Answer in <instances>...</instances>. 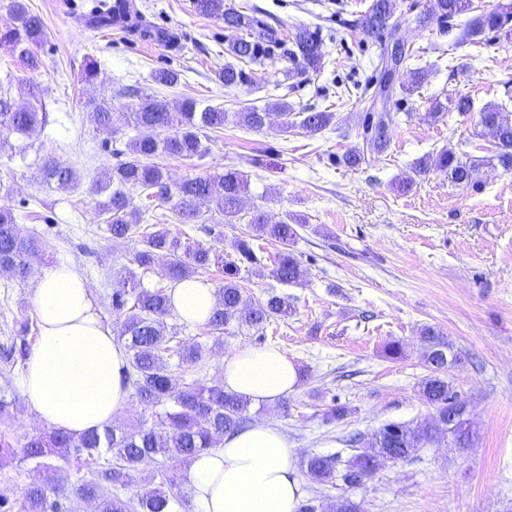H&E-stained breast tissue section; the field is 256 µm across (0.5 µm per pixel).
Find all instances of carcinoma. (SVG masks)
Segmentation results:
<instances>
[{
  "label": "carcinoma",
  "instance_id": "1",
  "mask_svg": "<svg viewBox=\"0 0 512 512\" xmlns=\"http://www.w3.org/2000/svg\"><path fill=\"white\" fill-rule=\"evenodd\" d=\"M472 0H430L428 9L416 14V26L426 28L433 22L449 23L472 11ZM395 0H373L369 11L360 20L364 34L381 38L394 35L397 25L390 24ZM12 24L0 32V45L18 54L27 70L40 71L43 62L33 47L46 39L42 18L31 12L25 0H9ZM199 14L224 21V28L246 31L250 38L237 37L227 51L245 62L255 63L266 54V48L276 38L263 30L255 31L257 21L250 15L224 7V0H195ZM80 21L95 29H118L130 36H139L176 46L175 36L158 29L147 20L133 0H114L100 11L80 17ZM509 18L495 9L482 11L467 20L461 41L492 43L505 29ZM288 59L300 73L316 72L322 66L323 53L318 35L300 27L292 37ZM419 55L408 46L402 71L411 84H402L405 92L425 79L424 69L414 66ZM218 80L231 87L247 80L243 69L232 64L218 71ZM27 105L15 103L9 90L0 86V155L13 149L12 138L31 139L46 122L43 112V89L30 79L25 83ZM121 94L136 99L128 106L129 124L136 136L127 144L126 158L103 170L94 180L90 191L103 196L98 201L100 212L107 215V226L115 242L138 239L139 248L133 253L136 269H126L115 279L110 295L112 309L124 316L120 333L128 354L125 379L134 397L149 411V422L135 430L113 425L103 432H89L74 437L44 428L25 437L22 446H15L10 431L12 409L18 395L10 382L0 386V470L19 468L32 461L36 476L20 490L8 482L0 484V512H73L75 503L90 501L95 512H177L189 503L182 486L186 482L180 465L200 451L215 448L224 436L245 427L250 401L224 391L222 383L205 385L197 380L178 383L171 373L169 360L177 357L186 367L202 359V348L189 347L166 334V318L172 315L171 292L167 287L148 289L141 286L138 273L155 270L176 284L193 277L210 266L209 249L190 250L182 240L173 237L158 224H138L136 212L129 209V194L140 191L149 203L175 201L173 212L181 224H195L203 206L214 202L225 218L231 220L242 211L249 192L248 175L234 168H224L215 176L188 177L170 182L165 168L153 161L158 155L192 160L207 152L204 141L208 132L230 121L250 130L262 129L276 111L288 115V102L281 101L269 108H244L226 112L220 107L185 99L172 103L154 94L124 88ZM393 97L392 85L366 83L361 101L368 104L365 112L362 146L342 155V162L355 167L366 153L381 154L388 147L387 130L393 121L388 103ZM506 104H490L479 112L483 132L495 148L494 160L505 171H512V117L505 112ZM94 122L99 127L112 126V105L94 104ZM332 112H306L299 122L303 129L316 132L329 127ZM442 173L455 185L476 187L478 164L461 160L451 148L427 153L413 163L412 175L399 181L407 190L415 178ZM42 178L58 190H68L79 181L77 171L49 157L42 166ZM248 224L255 237L273 240L283 246L272 276L282 284H295L300 277L299 263L289 252L298 233L288 219L270 222L262 212H255ZM42 251L41 238L17 223L12 208L0 205V267L10 270L21 282L31 275V259ZM288 298L271 294L261 303L248 297L239 281L224 279L218 289L217 303L206 326L223 334L229 327H247L259 332L275 318L288 315ZM8 345L0 347V362L13 368L25 361L29 353L25 332ZM425 345V362L430 374L420 383V393L433 407V415L417 424L388 423L380 428L362 451L342 460L337 455L311 454L301 462V472L318 484L341 482L347 488H357L389 463L407 461L421 448L434 441L448 438L452 448L465 454L474 446L477 431L461 415L467 401L453 391L446 376L448 369L463 363L464 357L438 330L427 326L421 331ZM158 465L156 474L141 476L143 467ZM72 469L75 483L64 492L53 482L51 472ZM144 483L143 490L127 496V486Z\"/></svg>",
  "mask_w": 512,
  "mask_h": 512
}]
</instances>
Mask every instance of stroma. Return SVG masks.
<instances>
[{"label": "stroma", "instance_id": "obj_1", "mask_svg": "<svg viewBox=\"0 0 512 512\" xmlns=\"http://www.w3.org/2000/svg\"><path fill=\"white\" fill-rule=\"evenodd\" d=\"M136 2L155 26L177 35L178 49L83 27L77 18L91 11L93 0H26L48 33L43 66L33 76L43 89L47 121L26 149L0 158V204L42 238L40 263L75 265L102 317L120 328L122 317L107 295L129 266L132 248L113 243L96 197L85 188L117 163L134 135L126 124L129 100L117 96L118 88L134 85L171 101L195 98L228 112L283 99L296 112L335 113L333 124L317 132L285 128L276 113L259 131L228 122L211 132L205 157L163 158L175 182L234 166L250 178L245 211L261 210L273 222L287 215L304 221L292 247L301 277L285 285L271 275L278 243L253 240L261 265L241 260L233 243L247 235L246 221L225 223L212 202L198 223L181 224L162 206L171 235L211 249L216 262L202 278L212 288L223 286L225 266L234 263L252 301L275 292L291 303L288 317L260 333L232 327L217 337L205 325L167 317L179 340L203 350L198 367L176 366L172 373L184 382L215 383L225 354L277 345L296 365L298 383L274 404L251 405V422L281 429L294 460L309 453L346 458L350 433L368 437L386 423L416 424L430 415L419 394L428 373L419 332L434 327L467 358L449 369L448 383L468 401L479 440L462 456L427 445L414 460L379 470L351 496L363 512H512V172L489 164L478 114L512 98V36L487 46L464 43L459 27L422 29L410 21L409 7L425 9L429 0H397L394 20L419 49L427 77L413 93L395 91L385 153L350 168L339 158L359 140L361 88L380 77L382 46L356 25L373 0H225L278 39L262 62L246 64L251 78L235 87L215 75L232 60L227 46L234 31L198 15L193 0ZM303 25L318 31L324 58L320 71L301 76L287 46ZM90 57L98 62V78L87 85L80 73ZM162 68L179 71L176 86L152 81ZM340 87L348 90L341 98ZM459 93L471 95L475 111L453 109L450 100ZM102 101L117 111L109 131L92 117L93 103ZM447 147L479 161L478 187L433 173L408 192L398 190L416 158ZM49 157L78 169L83 185L60 191L46 184L41 167ZM33 286L0 276V344L23 326L28 343H35ZM392 341L404 347L396 359L385 353ZM339 407L345 415L330 418Z\"/></svg>", "mask_w": 512, "mask_h": 512}]
</instances>
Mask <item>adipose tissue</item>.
I'll use <instances>...</instances> for the list:
<instances>
[{
	"label": "adipose tissue",
	"instance_id": "1",
	"mask_svg": "<svg viewBox=\"0 0 512 512\" xmlns=\"http://www.w3.org/2000/svg\"><path fill=\"white\" fill-rule=\"evenodd\" d=\"M184 322H205L216 291L200 280L171 292ZM33 308L38 336L25 361L20 386L27 405L48 427L76 436L111 426L129 402L126 348L105 322L88 280L73 266H41ZM225 391L254 403H272L298 382L295 364L279 346H245L225 356ZM286 435L255 423L225 436L187 464L195 512H296L301 493Z\"/></svg>",
	"mask_w": 512,
	"mask_h": 512
}]
</instances>
